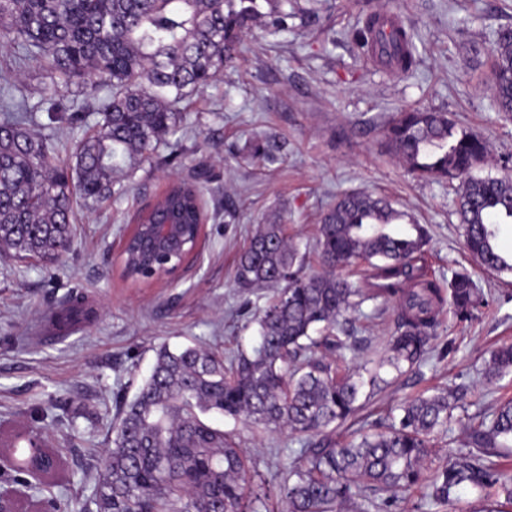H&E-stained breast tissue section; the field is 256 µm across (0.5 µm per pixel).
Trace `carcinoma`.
<instances>
[{
	"instance_id": "1",
	"label": "carcinoma",
	"mask_w": 512,
	"mask_h": 512,
	"mask_svg": "<svg viewBox=\"0 0 512 512\" xmlns=\"http://www.w3.org/2000/svg\"><path fill=\"white\" fill-rule=\"evenodd\" d=\"M307 11L288 0H0V39L17 50L15 65L32 63L56 87L98 83L108 91L99 119L68 148L26 128L23 101L0 105V250L52 261L70 244L74 203L94 206L117 193L112 159H149L158 142L176 132L180 105L238 59L257 25L288 29ZM406 74L415 64L414 33L384 36ZM489 90L496 110L512 112V28L492 49ZM50 123L82 121L49 98ZM393 155L424 180L460 181L464 248L482 268L512 274V251L499 243V224L512 220V175L475 178L488 141L446 112L411 109L386 129ZM182 223L205 218L201 190L170 186L136 218L158 224L173 207ZM428 229L386 199L366 192L343 195L318 227L320 270L304 272V256L284 224H263L239 256L235 278L243 288L274 290L256 317L258 341L231 358L201 345L155 349L149 377L121 407L94 475L97 512H273L268 495L252 489L250 456L210 421L219 414L269 430H288L300 444L298 461L279 486L288 512H374L376 492L421 486L436 502H450L464 485L512 502V475L496 459L512 444V400L488 419L470 417L462 449L425 474L429 445L458 409L451 391L419 395L400 407L382 430L336 440V429L356 418L367 398L388 384L387 367L402 375L420 366L437 316L449 304L461 320L480 302L470 275L458 272L448 289L418 262ZM359 267L366 288L343 275ZM394 300L397 312L386 358L371 369L340 366L348 338L336 328L367 301ZM60 321H86L92 311L72 295L55 312ZM512 370V344L490 353L485 373ZM0 475L18 486L38 485L43 512H75L41 491L56 487L60 451L16 432Z\"/></svg>"
}]
</instances>
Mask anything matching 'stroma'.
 <instances>
[{
  "instance_id": "1",
  "label": "stroma",
  "mask_w": 512,
  "mask_h": 512,
  "mask_svg": "<svg viewBox=\"0 0 512 512\" xmlns=\"http://www.w3.org/2000/svg\"><path fill=\"white\" fill-rule=\"evenodd\" d=\"M307 21L277 31L257 27L243 42L241 60L183 104L176 134L151 160L114 161L119 195L75 205L70 249L59 260L20 259L0 252V432L21 428L46 437L64 454V494L83 512H96L90 474L112 438L117 398L132 399L151 371L155 347L204 344L232 354L256 342L255 316L268 288L238 287L239 255L261 224L287 225L288 234L316 258L323 213L345 193L386 196L395 208L428 225L425 271L440 284L467 270L485 300L474 319L440 316L434 350L421 370L398 377L366 404L356 420L387 423L405 399L449 387L464 403L491 413L512 400V373L488 379L484 363L496 346L512 343V275L479 267L463 248L456 214L458 181L413 176L386 146L393 114L420 108L448 113L482 134L491 149L482 176L512 173V112L496 111L485 79L499 30L512 28V0H300ZM390 11L415 33L417 67L394 74L375 65L354 33L372 14ZM0 87L15 99L78 103L83 124L50 126L39 112L34 133L57 145L93 124L103 93L54 88L39 70L12 66L0 52ZM267 143L272 157L253 154ZM203 175L207 218L195 260L168 283L123 277L119 265L132 214L153 203L176 179ZM93 312L66 335L46 333L42 318L69 295ZM365 302L349 315L351 367L376 364L393 328L394 312ZM263 477L287 472L299 444L218 416ZM477 490L461 487L452 503L437 504L419 488L388 502L382 512H484Z\"/></svg>"
}]
</instances>
